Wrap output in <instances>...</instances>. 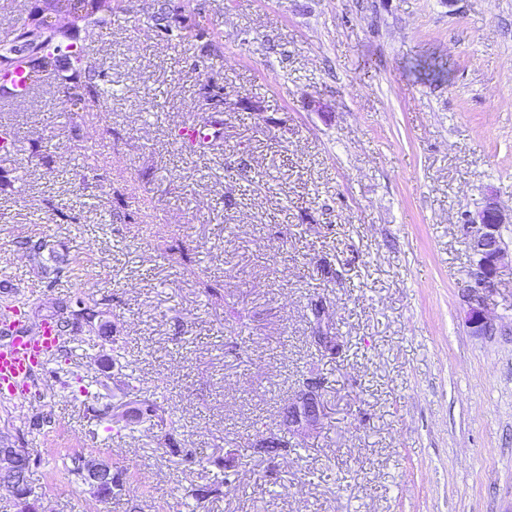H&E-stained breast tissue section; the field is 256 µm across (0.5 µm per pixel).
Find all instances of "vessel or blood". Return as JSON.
Wrapping results in <instances>:
<instances>
[{
	"instance_id": "1",
	"label": "vessel or blood",
	"mask_w": 512,
	"mask_h": 512,
	"mask_svg": "<svg viewBox=\"0 0 512 512\" xmlns=\"http://www.w3.org/2000/svg\"><path fill=\"white\" fill-rule=\"evenodd\" d=\"M6 82L14 87L8 95L10 102H23L34 94L23 63L16 62L0 70V84ZM70 342V337L61 335L50 319L31 320L17 307L1 313L0 397L26 398L40 381L52 355Z\"/></svg>"
}]
</instances>
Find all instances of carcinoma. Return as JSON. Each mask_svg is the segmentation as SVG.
<instances>
[{"label":"carcinoma","instance_id":"cac0c4a2","mask_svg":"<svg viewBox=\"0 0 512 512\" xmlns=\"http://www.w3.org/2000/svg\"><path fill=\"white\" fill-rule=\"evenodd\" d=\"M53 14L70 20V26L47 27L43 22L33 24L25 19L14 30L13 36L0 41V59L22 60L28 65V78L37 87H43L50 77L59 81L62 92V111L74 117L85 111L91 97H105L112 79L104 70L83 67L85 46L78 44L80 33L94 28L98 34L112 27V0H51ZM179 7L172 0H156L152 20L157 40L170 44L174 41L194 39L202 42L201 51L208 52L205 41L207 30L194 23L187 31L173 25L172 13ZM224 106V85L209 76L202 83L198 107L216 110Z\"/></svg>","mask_w":512,"mask_h":512}]
</instances>
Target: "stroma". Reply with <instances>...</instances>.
<instances>
[{"label": "stroma", "mask_w": 512, "mask_h": 512, "mask_svg": "<svg viewBox=\"0 0 512 512\" xmlns=\"http://www.w3.org/2000/svg\"><path fill=\"white\" fill-rule=\"evenodd\" d=\"M212 48L113 0L77 118L56 80L0 107V308L80 295L39 398L0 402L37 512H512V278L465 323L463 213L512 208V0H201ZM444 72L424 75L420 60ZM224 149L176 143L206 75ZM104 178L83 186V165ZM82 204L78 224L59 212ZM45 240L34 264L22 247ZM325 298L333 357L311 342ZM120 354H113V346ZM321 377L301 431L280 412ZM136 393H129V386ZM90 387L93 398L80 396ZM156 418L136 422L141 401ZM131 433L108 430L103 408ZM42 416L33 426L34 416ZM278 442L268 452L262 444ZM110 460L107 499L68 479ZM197 106L201 110H217L224 107V85L214 76L202 83Z\"/></svg>", "instance_id": "35a3bbf8"}]
</instances>
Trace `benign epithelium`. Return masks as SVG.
I'll return each instance as SVG.
<instances>
[{"label": "benign epithelium", "instance_id": "7a95c632", "mask_svg": "<svg viewBox=\"0 0 512 512\" xmlns=\"http://www.w3.org/2000/svg\"><path fill=\"white\" fill-rule=\"evenodd\" d=\"M469 233V247L477 257V271L468 285L469 307L467 324L477 331L488 327V316L484 305L485 292L494 287L504 272H512V261L508 260V249L501 236L502 225L508 223L507 214L489 198L476 214L464 217ZM317 309L313 344L332 356L342 353L343 345L338 337L331 335L328 304L324 299L314 302ZM320 382L310 379L303 389L288 402L283 421L288 427L302 430L313 425L321 412ZM33 460L28 452L16 445L12 436L0 429V486L16 495L28 497L31 494L27 472ZM83 472L86 484L93 494L105 498L104 489L112 486V463L96 456L83 457Z\"/></svg>", "mask_w": 512, "mask_h": 512}]
</instances>
